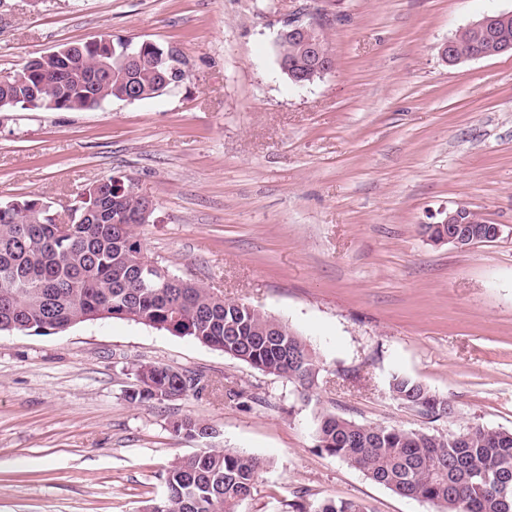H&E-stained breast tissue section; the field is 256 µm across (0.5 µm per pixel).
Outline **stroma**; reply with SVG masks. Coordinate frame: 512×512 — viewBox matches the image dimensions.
Masks as SVG:
<instances>
[{
  "instance_id": "obj_1",
  "label": "stroma",
  "mask_w": 512,
  "mask_h": 512,
  "mask_svg": "<svg viewBox=\"0 0 512 512\" xmlns=\"http://www.w3.org/2000/svg\"><path fill=\"white\" fill-rule=\"evenodd\" d=\"M322 9L336 66L298 88L283 20ZM512 0H0V74L101 30L178 47L189 76L92 110L0 112V203L35 195L65 221L85 185L128 176L156 209L137 233L175 275L307 339L301 392L194 339L126 320L0 332V512H144L176 460L236 448L265 461L243 512L364 502L435 512L321 450L323 413L406 429L399 372L447 398L439 431L512 430V53L457 65L440 47ZM468 204L501 236L465 250L423 225ZM137 362L203 374V393L134 404ZM243 401L225 398L227 388ZM212 427V439L174 421Z\"/></svg>"
}]
</instances>
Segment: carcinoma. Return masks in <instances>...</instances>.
I'll return each mask as SVG.
<instances>
[{
  "mask_svg": "<svg viewBox=\"0 0 512 512\" xmlns=\"http://www.w3.org/2000/svg\"><path fill=\"white\" fill-rule=\"evenodd\" d=\"M59 55L36 56L13 77L0 81V103L23 105L30 89L43 108L82 111L121 99L134 89L149 100L163 84L174 85L169 48L106 34L97 43L60 46ZM139 56L123 64L121 55ZM291 85L307 81L308 51L301 41L279 46ZM118 190L124 215L106 212L95 224L80 221L84 211ZM0 211V331L21 328L50 333L97 320L120 319L175 336L190 337L304 389L316 386L319 359L306 340L264 312L226 299L188 280L164 284L139 272L142 245L136 234L141 208L139 187L125 176H109L86 186L71 208L69 232L54 231L49 206L36 196L14 200ZM142 388L127 398L145 403L165 395L201 393L209 384L199 374L168 365L132 367ZM392 397L429 420L450 418L453 405L426 385L394 373ZM188 436L207 424L173 423ZM319 447L392 492L433 504L438 512H512V431L476 424L443 434L358 423L325 414L315 428ZM263 469L256 456L234 448H210L172 463L164 493L150 508L161 512H241ZM295 512H367L363 503L322 500L292 503Z\"/></svg>",
  "mask_w": 512,
  "mask_h": 512,
  "instance_id": "carcinoma-1",
  "label": "carcinoma"
}]
</instances>
